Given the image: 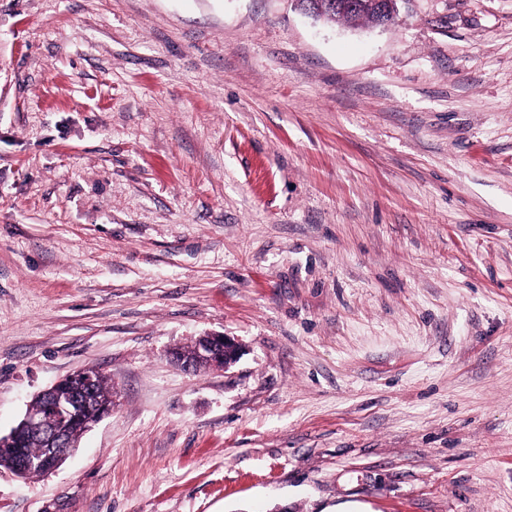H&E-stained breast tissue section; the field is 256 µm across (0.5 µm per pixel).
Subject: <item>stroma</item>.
<instances>
[{
	"mask_svg": "<svg viewBox=\"0 0 512 512\" xmlns=\"http://www.w3.org/2000/svg\"><path fill=\"white\" fill-rule=\"evenodd\" d=\"M87 367L0 512H512V0H0V433ZM326 0H300L299 5L302 9L317 11L328 20H344L355 22V24L371 23L380 24L381 14L380 5L372 0H335L339 9L330 10L326 5ZM205 339L202 345L197 346L192 356L179 355L177 349H172V360L186 371L200 372L213 368L227 369L240 359L242 349L234 338L213 333L205 336ZM75 375L82 376L90 386L98 380L92 401L84 406L81 411L72 419L67 422L68 430L74 441H78L83 433L99 419L100 407L109 402L112 395V385L107 377L98 379L102 373L95 368H86L76 373L70 374L55 383L50 387L41 391L37 396L48 398V410L52 413L55 421L51 426L47 425L41 420L30 419L28 413L23 416V419L16 425L8 434H0V446H12L18 444L20 439L29 431L39 432L48 448H46V456L39 460L36 464L32 460L21 458L15 464L14 475L17 477L25 478L28 475L29 469L33 466L40 467L45 471V475L55 472L72 453L74 448L77 447V442H74L68 434L64 431L59 421L66 418L74 406L78 403L71 398H59L57 396L59 388L65 385Z\"/></svg>",
	"mask_w": 512,
	"mask_h": 512,
	"instance_id": "1",
	"label": "stroma"
}]
</instances>
